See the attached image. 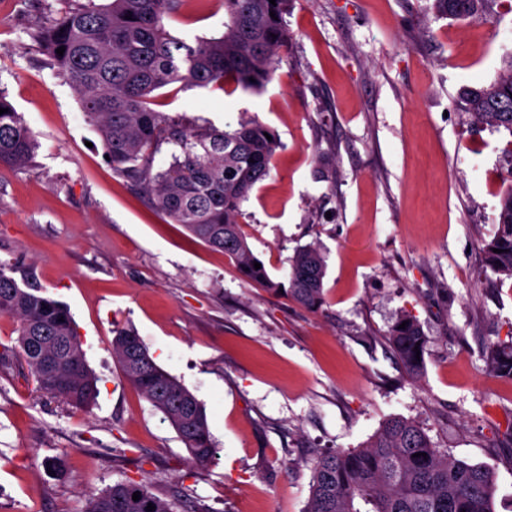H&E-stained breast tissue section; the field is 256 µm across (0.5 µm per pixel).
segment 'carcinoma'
Masks as SVG:
<instances>
[{
    "instance_id": "obj_1",
    "label": "carcinoma",
    "mask_w": 512,
    "mask_h": 512,
    "mask_svg": "<svg viewBox=\"0 0 512 512\" xmlns=\"http://www.w3.org/2000/svg\"><path fill=\"white\" fill-rule=\"evenodd\" d=\"M184 0H95L66 11L41 34L50 65L74 88L94 123L112 170L144 188L149 205L209 248L224 253L247 279L291 295L309 309L325 302L326 264L312 246L291 260L288 283L254 268L239 222L241 205L270 172L278 135L262 122L242 117L220 129L209 122L150 107L151 94L174 83H210L257 91L276 70L289 44L284 23L288 0H224V34L188 43L171 34L167 19ZM488 0H434L451 18L482 12ZM275 16H270V12ZM64 47L59 55L56 49ZM462 99L479 121L512 133V67L484 86L468 87ZM0 165L31 169L39 143L0 92ZM171 160L154 167L162 148ZM497 229L482 248L485 266L512 279V187L502 193ZM0 263V316L15 324L16 356L27 365L40 392L76 409L94 403L97 376L88 367L70 309L16 278ZM405 328H400L401 324ZM389 343L406 369L419 376L426 339L410 317L396 321ZM112 354L125 378L173 425L193 460L216 456L202 403L160 368L134 330L120 328ZM487 371L512 378V344H488ZM140 492L141 499H132ZM494 471L443 453L413 420L387 419L356 449L324 452L312 467L305 512H494ZM172 512L145 481L117 483L89 497L84 512Z\"/></svg>"
}]
</instances>
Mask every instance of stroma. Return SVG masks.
<instances>
[{"mask_svg": "<svg viewBox=\"0 0 512 512\" xmlns=\"http://www.w3.org/2000/svg\"><path fill=\"white\" fill-rule=\"evenodd\" d=\"M78 2L0 0V91L40 144L34 168L0 167V263L69 306L99 394L77 410L38 392L20 361L0 364V512H84L129 479L173 512H305L318 454L362 447L397 415L491 467L494 510L512 512V379L482 358L487 342L512 343V280L481 250L512 185V133L461 100L512 61V11L490 0L454 19L433 0H290L288 50L260 91H155L156 111L219 128L245 112L279 135L240 222L272 280L298 249L322 253L314 313L242 277L113 172L39 40ZM168 25L190 43L218 37L224 7L185 0ZM405 315L427 338L418 379L388 341ZM117 327L167 347L156 363L202 403L211 463L194 464L125 380Z\"/></svg>", "mask_w": 512, "mask_h": 512, "instance_id": "1", "label": "stroma"}]
</instances>
